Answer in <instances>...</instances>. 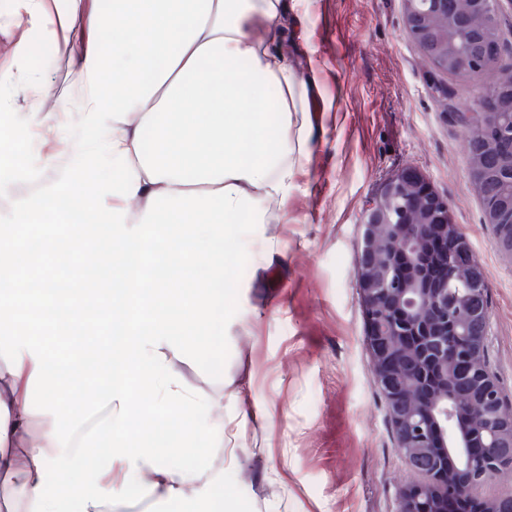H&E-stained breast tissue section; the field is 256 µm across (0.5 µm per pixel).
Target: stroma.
Here are the masks:
<instances>
[{"label":"stroma","mask_w":512,"mask_h":512,"mask_svg":"<svg viewBox=\"0 0 512 512\" xmlns=\"http://www.w3.org/2000/svg\"><path fill=\"white\" fill-rule=\"evenodd\" d=\"M313 72L300 122L308 156L285 200L267 204L244 250L224 271L233 300L204 327L199 349L168 367L189 391L216 406L201 454L179 444L194 420L167 422L175 450L162 465L193 474L179 495L133 497L125 512H398V487L414 478L397 447L364 342L357 288L360 220L384 181L418 169L446 199L469 239L488 287L490 368L512 403V258L493 245L467 162L466 127L439 94L451 87L459 111L475 108L494 71L462 81L437 76L406 36L402 0H301L285 32L263 31ZM72 61L51 53L39 89H17L16 113L41 130L34 107L57 108L55 136L77 133L66 105ZM86 380L32 390V427L63 430L84 418ZM111 471L101 446L86 449L68 482L47 492L67 504L90 472Z\"/></svg>","instance_id":"35a3bbf8"}]
</instances>
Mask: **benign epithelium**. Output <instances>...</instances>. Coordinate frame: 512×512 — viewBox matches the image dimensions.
<instances>
[{
  "label": "benign epithelium",
  "instance_id": "7a95c632",
  "mask_svg": "<svg viewBox=\"0 0 512 512\" xmlns=\"http://www.w3.org/2000/svg\"><path fill=\"white\" fill-rule=\"evenodd\" d=\"M407 36L432 65L474 79L494 69L478 131L483 155L466 153L479 195L512 177V61L504 58L498 10L489 0H403ZM486 43L497 45L487 55ZM408 195L401 219L390 202ZM483 223H512V192L483 209ZM359 296L365 344L397 448L422 482L399 488L398 512H453L454 502L512 468V411L486 367L489 332L484 272L448 202L415 168L389 177L360 224ZM468 287L448 304V280Z\"/></svg>",
  "mask_w": 512,
  "mask_h": 512
}]
</instances>
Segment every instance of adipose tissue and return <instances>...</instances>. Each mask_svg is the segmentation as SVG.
Listing matches in <instances>:
<instances>
[{
    "instance_id": "obj_1",
    "label": "adipose tissue",
    "mask_w": 512,
    "mask_h": 512,
    "mask_svg": "<svg viewBox=\"0 0 512 512\" xmlns=\"http://www.w3.org/2000/svg\"><path fill=\"white\" fill-rule=\"evenodd\" d=\"M38 37L63 47L75 65L71 103L79 158L70 178L91 181L100 161L109 180L68 199L84 224H50L42 250L91 254L103 273L97 287L46 289L43 300L67 309L69 324L88 325L94 309H111L115 334L94 353L70 349L74 372L91 373L106 392L93 421L34 434L29 389L54 385L56 357L19 323L24 289L0 293V346L10 351V380L0 386V479L15 483L25 512H60L45 490L48 475L81 465L84 448L108 442L111 462L160 472L168 494L189 472L160 469L168 445L141 439L158 418L206 417L212 400L186 391L167 362L196 348L201 328L226 310L224 254L239 220L263 221L266 202L287 197L307 140L294 129L308 80L288 54L256 39L277 25L286 0H26ZM112 51H104V41ZM280 115L268 122L269 111ZM153 146L144 149L143 134ZM111 193L115 206L99 202ZM164 266L157 275L155 266ZM196 277L192 292L184 282ZM138 308L129 325L126 313ZM138 383L146 402L129 395ZM23 447L16 456L14 447ZM134 494L129 482L99 475L71 492L69 512H116Z\"/></svg>"
}]
</instances>
